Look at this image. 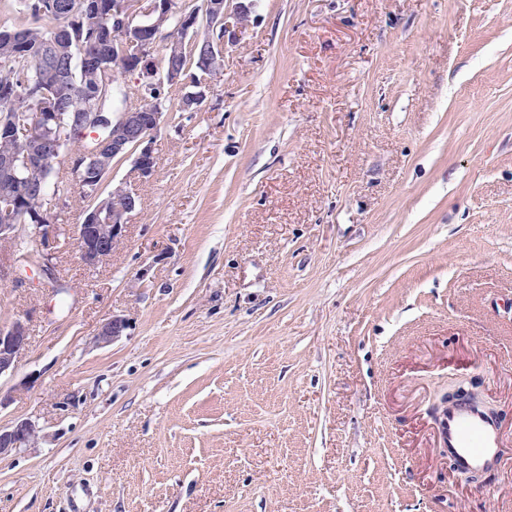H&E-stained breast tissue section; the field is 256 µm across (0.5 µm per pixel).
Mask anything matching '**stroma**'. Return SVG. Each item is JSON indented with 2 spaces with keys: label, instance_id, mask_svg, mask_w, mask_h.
Returning <instances> with one entry per match:
<instances>
[{
  "label": "stroma",
  "instance_id": "35a3bbf8",
  "mask_svg": "<svg viewBox=\"0 0 512 512\" xmlns=\"http://www.w3.org/2000/svg\"><path fill=\"white\" fill-rule=\"evenodd\" d=\"M125 237L0 281V512H512V0H228ZM130 324L95 341L112 315ZM475 394L504 464L438 454ZM27 345L28 332L22 319L15 318L0 326V377L14 370L17 359ZM39 439L40 430L31 420L0 427V457L20 448L35 446Z\"/></svg>",
  "mask_w": 512,
  "mask_h": 512
}]
</instances>
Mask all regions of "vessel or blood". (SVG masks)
I'll use <instances>...</instances> for the list:
<instances>
[{
    "mask_svg": "<svg viewBox=\"0 0 512 512\" xmlns=\"http://www.w3.org/2000/svg\"><path fill=\"white\" fill-rule=\"evenodd\" d=\"M441 452L464 473H483L501 464V432L497 419L480 404L455 401L441 415Z\"/></svg>",
    "mask_w": 512,
    "mask_h": 512,
    "instance_id": "vessel-or-blood-1",
    "label": "vessel or blood"
}]
</instances>
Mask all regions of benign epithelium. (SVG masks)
Returning a JSON list of instances; mask_svg holds the SVG:
<instances>
[{"mask_svg":"<svg viewBox=\"0 0 512 512\" xmlns=\"http://www.w3.org/2000/svg\"><path fill=\"white\" fill-rule=\"evenodd\" d=\"M139 2L141 0H112V43H96L85 54L92 82L91 90L84 92V111H65L63 100L55 91L57 77L52 71L45 79L48 89L37 97L29 95L28 111L16 113L9 121H0V135L21 140L19 150L0 156V176L11 181L8 191L0 193V243L19 237L35 243L36 264L44 271L54 268L51 244L55 238L57 209L63 204L62 197L50 195L45 189L46 173L59 151L61 131L77 130L95 140L93 146L74 148L67 154L70 179L92 194L82 223L75 227V241L83 262L94 266L112 255L125 236L130 217L140 206L136 189L125 183L103 193L102 186L112 170V161L134 155V169L141 180L153 177L156 171L153 140L166 122V113L156 109L155 100L149 96L151 89L166 84L182 85L185 91L180 100L181 108L194 112L203 98L198 87L211 83L214 74L223 69V55L204 49L199 61L203 70L201 79L187 80L186 71L180 66L181 41L168 36V31L163 29L172 0H147L146 23L133 21ZM205 8L206 21L212 27L219 26L218 39H224V0H206ZM160 38L167 41L162 79L157 77L153 57ZM115 62L127 72L138 74L136 100L133 108L123 112H103L100 107L111 91ZM30 193L38 195L42 204L32 214L31 222L17 224L15 211ZM117 200L124 201V205L113 206ZM127 328V320L114 315L100 328L98 341L111 343ZM27 345L28 332L22 319L16 318L0 326V377L14 370ZM39 439L40 430L30 420L0 427V457L34 446Z\"/></svg>","mask_w":512,"mask_h":512,"instance_id":"benign-epithelium-1","label":"benign epithelium"}]
</instances>
